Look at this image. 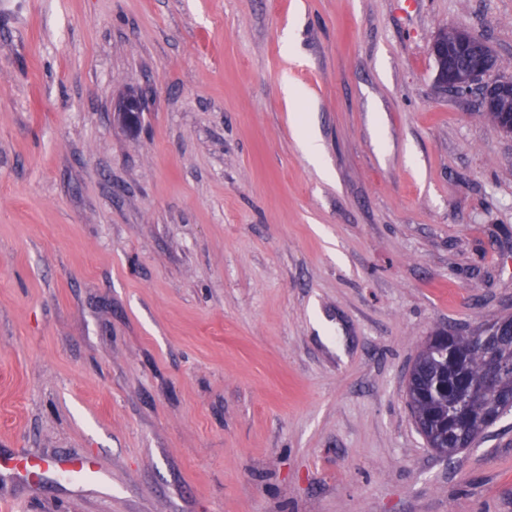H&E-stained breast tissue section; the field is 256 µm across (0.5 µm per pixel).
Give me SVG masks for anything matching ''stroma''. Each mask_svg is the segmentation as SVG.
Wrapping results in <instances>:
<instances>
[{
  "label": "stroma",
  "mask_w": 512,
  "mask_h": 512,
  "mask_svg": "<svg viewBox=\"0 0 512 512\" xmlns=\"http://www.w3.org/2000/svg\"><path fill=\"white\" fill-rule=\"evenodd\" d=\"M448 26L512 77V0H0V457L103 476L0 512H512V412L447 462L405 400L512 315V135L435 86Z\"/></svg>",
  "instance_id": "1"
}]
</instances>
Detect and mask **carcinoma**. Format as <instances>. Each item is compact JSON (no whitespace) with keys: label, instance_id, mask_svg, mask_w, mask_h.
Here are the masks:
<instances>
[{"label":"carcinoma","instance_id":"carcinoma-1","mask_svg":"<svg viewBox=\"0 0 512 512\" xmlns=\"http://www.w3.org/2000/svg\"><path fill=\"white\" fill-rule=\"evenodd\" d=\"M512 316L488 324L486 346L455 332L448 354L427 359L409 406L429 447L469 448L488 422L512 411Z\"/></svg>","mask_w":512,"mask_h":512}]
</instances>
